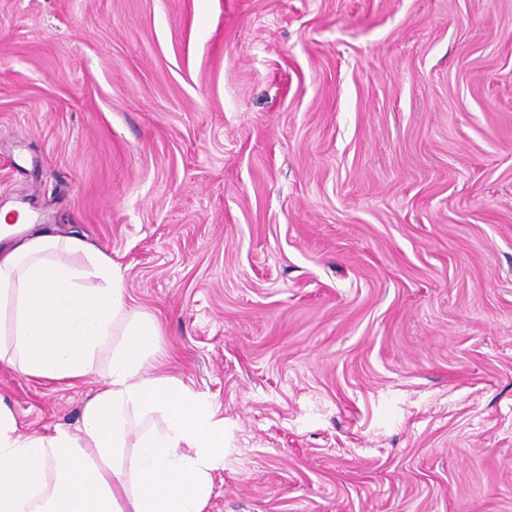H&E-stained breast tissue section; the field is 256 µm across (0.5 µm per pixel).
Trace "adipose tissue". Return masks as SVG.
<instances>
[{"mask_svg":"<svg viewBox=\"0 0 512 512\" xmlns=\"http://www.w3.org/2000/svg\"><path fill=\"white\" fill-rule=\"evenodd\" d=\"M159 336L85 241L35 232L0 249V362L69 385L104 375L74 429L22 430L0 399V512H206L224 418L156 373Z\"/></svg>","mask_w":512,"mask_h":512,"instance_id":"adipose-tissue-1","label":"adipose tissue"}]
</instances>
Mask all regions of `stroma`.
<instances>
[{
    "label": "stroma",
    "mask_w": 512,
    "mask_h": 512,
    "mask_svg": "<svg viewBox=\"0 0 512 512\" xmlns=\"http://www.w3.org/2000/svg\"><path fill=\"white\" fill-rule=\"evenodd\" d=\"M4 209L223 413L207 512H512V0H0Z\"/></svg>",
    "instance_id": "1"
}]
</instances>
